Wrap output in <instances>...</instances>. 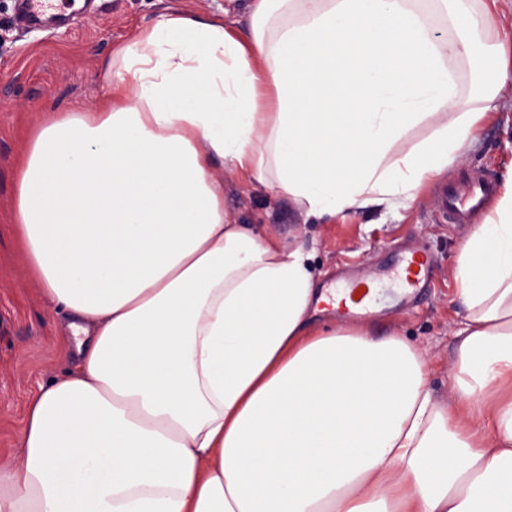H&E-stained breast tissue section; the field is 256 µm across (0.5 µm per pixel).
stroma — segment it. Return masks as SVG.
<instances>
[{
	"label": "stroma",
	"instance_id": "stroma-1",
	"mask_svg": "<svg viewBox=\"0 0 512 512\" xmlns=\"http://www.w3.org/2000/svg\"><path fill=\"white\" fill-rule=\"evenodd\" d=\"M251 0H93L66 25L25 31L14 22L15 0H0V467L12 463L29 398L39 384L72 368L57 338L63 315L42 300L10 224L21 150L52 112H93L105 94L100 70L112 53L158 14H201L228 27L244 26ZM512 165V112L484 123L479 143L439 180L422 186L407 208L359 211L307 219L276 191L233 174L224 176V212L230 223L256 224L312 256L321 287L344 272L376 276L382 286L370 322L378 335L399 334L428 352L430 384L447 396L452 384L461 307L451 276L460 242L471 230L439 210L442 187L478 174L502 183ZM428 252L435 279L406 301L388 270L397 244Z\"/></svg>",
	"mask_w": 512,
	"mask_h": 512
}]
</instances>
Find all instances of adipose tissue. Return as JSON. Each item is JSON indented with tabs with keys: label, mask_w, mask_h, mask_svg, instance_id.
Masks as SVG:
<instances>
[{
	"label": "adipose tissue",
	"mask_w": 512,
	"mask_h": 512,
	"mask_svg": "<svg viewBox=\"0 0 512 512\" xmlns=\"http://www.w3.org/2000/svg\"><path fill=\"white\" fill-rule=\"evenodd\" d=\"M435 2L450 38L417 0H254L245 35L165 12L98 111L37 128L11 222L78 364L31 399L0 512H512V170L453 258L445 399L418 345L318 321L309 255L227 222L215 173L309 218L413 204L512 83L499 39L462 97L491 13ZM489 53L487 43L482 40H477L473 46V59L474 62L461 60L458 62L459 83L464 99L480 97L489 85V74L482 70L478 62ZM481 70L484 77L478 76L475 72Z\"/></svg>",
	"instance_id": "ef3b65f1"
}]
</instances>
